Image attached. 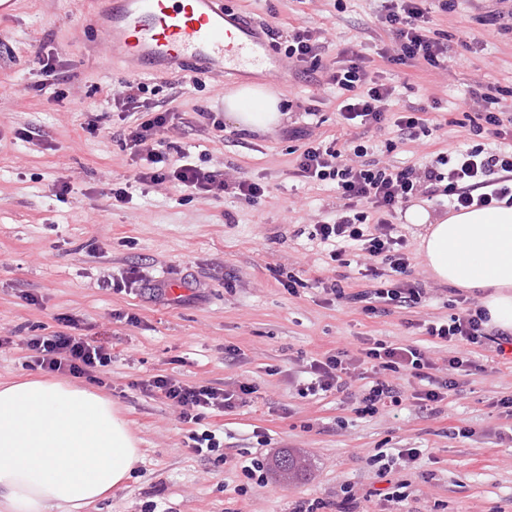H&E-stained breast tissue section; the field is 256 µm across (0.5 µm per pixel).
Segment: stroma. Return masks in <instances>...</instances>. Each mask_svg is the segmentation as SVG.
I'll return each mask as SVG.
<instances>
[{
	"instance_id": "35a3bbf8",
	"label": "stroma",
	"mask_w": 512,
	"mask_h": 512,
	"mask_svg": "<svg viewBox=\"0 0 512 512\" xmlns=\"http://www.w3.org/2000/svg\"><path fill=\"white\" fill-rule=\"evenodd\" d=\"M383 0H224L230 13L287 34L301 22L327 32L324 62L343 48L366 57L391 42L379 22ZM496 0H454L436 12L435 30L448 38L447 70L420 71L412 65H380L378 78L395 86L392 109L431 106L429 135L400 139L395 127L364 130L343 126L342 95L329 85L308 82L298 68L279 60L283 79L261 72L218 82L187 69L175 74L134 73L111 61L105 38L89 29L82 0H20L14 17L0 20V383L35 378L26 366L25 338L59 330V315L79 318L81 332L108 342L114 361L93 377L77 378L111 400L139 438L142 458L123 488L86 512H141L156 500L160 512H292L296 502L340 499L341 489L403 481L408 497L401 512H512V416L499 402L512 395V353L497 355L494 344L473 349L475 367L460 381L444 414L417 412L411 402L372 416L355 413L364 382L352 379L346 392L306 396L300 391L312 360L336 350L357 355L365 340L425 343L418 323L457 313L460 297L482 299L483 290H461L435 281L418 254L420 226L402 213L392 222L405 235L413 256L404 280L420 283L416 307L364 314L350 294L362 291L357 265L332 262L308 239L312 224L333 220L341 205L334 186L300 183L290 172L302 144L286 129L311 130L313 138L370 140L367 157L404 167L422 166L436 149L469 139L472 120L484 106L462 107L470 86L502 90L512 106V33L488 36L485 18ZM54 52L65 71L70 95L58 100L52 88L29 93L41 78L40 56ZM138 78L152 88V103L180 112L183 127L167 141L191 161L223 166L228 174L269 185L256 204L236 198L181 203L178 189L134 191L114 206L113 183L133 176L127 152L112 136L119 120L98 136H87L85 113L108 112L106 89ZM201 87H194V80ZM249 84L276 94L288 117L258 132L225 123L222 137L190 129L196 110L220 113L226 91ZM43 130L37 144L16 139L17 127ZM66 180L60 197L55 186ZM234 223H226L225 214ZM139 270L143 283L117 293L104 278ZM303 273L336 281L346 296L327 300L321 289L291 294L275 272ZM181 283L173 299L152 295V284ZM136 315L138 324L117 321ZM238 349L235 360L225 348ZM171 375L184 381L232 388L253 387L246 403L230 413H209L201 428L224 437L228 463L192 454L184 445L186 424L161 399L146 395L139 381ZM397 448H419L413 468L393 466L380 476L373 458ZM291 452L308 463L302 480L247 483L231 459L276 457ZM247 485L246 495L236 486Z\"/></svg>"
}]
</instances>
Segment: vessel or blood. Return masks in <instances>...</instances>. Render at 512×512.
<instances>
[{"mask_svg": "<svg viewBox=\"0 0 512 512\" xmlns=\"http://www.w3.org/2000/svg\"><path fill=\"white\" fill-rule=\"evenodd\" d=\"M112 55L143 70L181 68L214 76L271 71L273 54L254 25L230 19L224 0H107Z\"/></svg>", "mask_w": 512, "mask_h": 512, "instance_id": "b4317fda", "label": "vessel or blood"}]
</instances>
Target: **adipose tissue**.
Masks as SVG:
<instances>
[{"label":"adipose tissue","instance_id":"ef3b65f1","mask_svg":"<svg viewBox=\"0 0 512 512\" xmlns=\"http://www.w3.org/2000/svg\"><path fill=\"white\" fill-rule=\"evenodd\" d=\"M224 110L243 130L283 119L279 99L260 88L228 92ZM405 218L426 227L419 249L432 277L486 289L492 327L512 333V206L435 218L415 205ZM139 459L128 422L99 393L49 379L0 385V512H85L121 488Z\"/></svg>","mask_w":512,"mask_h":512}]
</instances>
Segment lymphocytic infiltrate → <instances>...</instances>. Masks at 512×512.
I'll return each mask as SVG.
<instances>
[{"label":"lymphocytic infiltrate","mask_w":512,"mask_h":512,"mask_svg":"<svg viewBox=\"0 0 512 512\" xmlns=\"http://www.w3.org/2000/svg\"><path fill=\"white\" fill-rule=\"evenodd\" d=\"M382 23L392 35V48L382 50L380 57L388 64L425 62L439 67L448 60V46L432 37L433 18L421 6V0H388ZM321 32L304 24L293 26L284 43V55L306 73L323 72L329 84L348 91L340 105L344 121H360L362 126L382 128L393 124L405 140L419 138L428 132L427 108L410 112L390 109L392 87L369 75L370 61L355 48L342 50L339 60L323 64ZM147 84L138 80L125 81L112 93V101L122 122L114 136L135 164L132 182L113 184L110 195L118 205L130 202L131 183L157 187L174 184L183 199L220 200L232 196L247 204H255L264 196V184L252 180H230L223 169L202 167L174 158V147L163 137L175 128L180 115L174 110H161L143 101ZM368 148L358 144L351 150L338 149L335 143L306 147L299 155L295 177L312 182L335 183L343 205L333 221L314 225L310 239L330 245L329 258L342 262L347 252L360 251L363 278L370 287L356 293L363 302V311L377 313L379 306L408 308L418 304L423 289L419 284L398 281L411 257L403 236L394 232L387 217L395 208L417 196L439 194L451 197L454 209L473 206L491 207L499 203L512 204V144L493 151L473 145L452 152L437 153L424 170L411 166L389 167L366 160ZM376 215L375 224H368L369 215ZM60 331L46 336H33L25 347L31 353V368L48 373L74 377L89 376L112 363V349L102 342L79 334V321L73 316H60ZM489 317L482 305L467 299L462 312L448 320L431 322L425 331L440 343H460L466 347H482L489 341L512 345V336L493 333ZM364 362L378 371V379L364 390L358 401L359 415H373L384 407L401 405L411 397L415 406L430 414H440L458 384L452 379L434 375L435 363L430 350L411 344L369 343L362 350ZM350 360L347 352L336 351L310 364L305 391L311 395L344 392V376ZM141 389L160 394L174 406L178 418L188 424L186 446L191 453L207 457L222 448L219 435L212 430L197 431L196 426L205 411L230 412L243 404L251 394L249 385L226 390L210 385L190 384L176 378L157 375L141 382Z\"/></svg>","instance_id":"lymphocytic-infiltrate-1"}]
</instances>
